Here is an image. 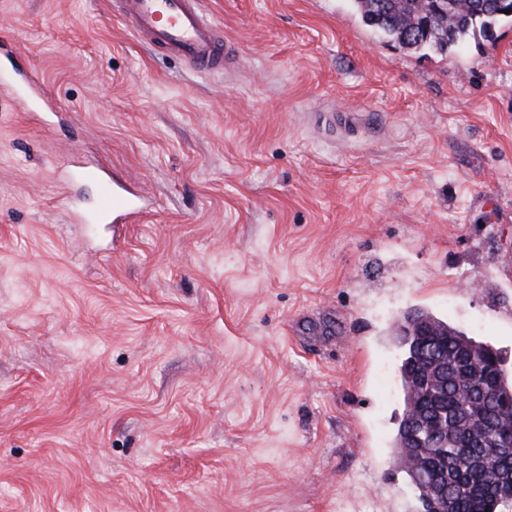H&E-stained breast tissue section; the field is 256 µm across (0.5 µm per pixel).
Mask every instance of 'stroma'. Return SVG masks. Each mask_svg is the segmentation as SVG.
Segmentation results:
<instances>
[{"label": "stroma", "instance_id": "obj_1", "mask_svg": "<svg viewBox=\"0 0 512 512\" xmlns=\"http://www.w3.org/2000/svg\"><path fill=\"white\" fill-rule=\"evenodd\" d=\"M199 73L113 0H0V512H418L396 329L512 368V23L440 55L350 0H201ZM127 183L133 224L68 205ZM6 43L0 44V56H4L10 60L13 65L14 71L21 77L28 89L36 94L40 93V86L37 77L30 65L21 66L16 62V55L12 49H5ZM70 182L95 180L100 187V205L93 214L82 220L84 224L126 223L142 213L141 197L111 176L97 169L80 165L67 169Z\"/></svg>", "mask_w": 512, "mask_h": 512}]
</instances>
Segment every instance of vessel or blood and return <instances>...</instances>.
<instances>
[{
	"label": "vessel or blood",
	"instance_id": "1",
	"mask_svg": "<svg viewBox=\"0 0 512 512\" xmlns=\"http://www.w3.org/2000/svg\"><path fill=\"white\" fill-rule=\"evenodd\" d=\"M121 14L138 39L197 71L223 69L235 55L215 25L205 20L199 0H118ZM69 181H97L100 204L88 215L91 223H126L141 214L139 195L99 170L80 165L68 169Z\"/></svg>",
	"mask_w": 512,
	"mask_h": 512
}]
</instances>
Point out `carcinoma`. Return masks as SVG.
Returning a JSON list of instances; mask_svg holds the SVG:
<instances>
[{"label":"carcinoma","instance_id":"1","mask_svg":"<svg viewBox=\"0 0 512 512\" xmlns=\"http://www.w3.org/2000/svg\"><path fill=\"white\" fill-rule=\"evenodd\" d=\"M363 22L397 43L413 51L430 50L447 54L478 34L488 35L500 22L512 21V0L499 8L487 0H442V7L433 10L422 0H351ZM435 330L428 336H413L406 343V354L400 366L402 387L409 386L407 377L416 370L419 356L439 358L446 366L443 382L435 388L434 417L440 427L432 430L430 423L408 425L407 418L399 423L395 447L397 453L409 442L418 447L426 442L431 432L443 435L447 444L442 454L432 459L422 474H408L418 497H423L427 483L448 474V495L454 512H500L512 503V482L484 471L476 458L486 448L497 447L496 437L487 435L471 445L473 453H464L463 446L472 437L471 422L478 416L489 420L508 412L512 407V379L501 366H494L486 358L493 351L487 344L467 336L447 322L431 318ZM468 363L472 383L486 389L496 387L503 403L492 402L481 410L474 407L467 390L456 384L458 370Z\"/></svg>","mask_w":512,"mask_h":512}]
</instances>
